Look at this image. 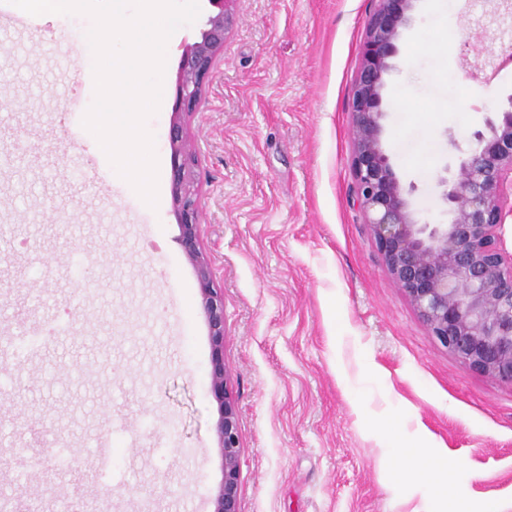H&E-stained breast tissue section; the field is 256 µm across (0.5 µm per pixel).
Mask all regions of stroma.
<instances>
[{"mask_svg": "<svg viewBox=\"0 0 512 512\" xmlns=\"http://www.w3.org/2000/svg\"><path fill=\"white\" fill-rule=\"evenodd\" d=\"M372 0H236L190 120L203 244L224 292L241 512H512V385L427 332L352 199L350 99ZM214 11L167 43L149 208L81 125L70 26L0 27V485L80 492L46 512H212L224 479L212 337L180 243L168 131L179 64ZM383 90V148L426 215L437 178L512 95L489 4L416 0ZM494 51L493 78L466 61ZM68 315L69 334L29 340ZM407 444L448 449V494ZM43 480L22 484L23 459Z\"/></svg>", "mask_w": 512, "mask_h": 512, "instance_id": "35a3bbf8", "label": "stroma"}]
</instances>
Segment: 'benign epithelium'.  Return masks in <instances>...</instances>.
Listing matches in <instances>:
<instances>
[{
  "mask_svg": "<svg viewBox=\"0 0 512 512\" xmlns=\"http://www.w3.org/2000/svg\"><path fill=\"white\" fill-rule=\"evenodd\" d=\"M235 0H209L217 9L201 39L185 46L174 118L168 131L173 202L181 245L196 266L203 311L213 342L210 389L218 403L217 434L224 481L213 512H240L241 441L236 400L224 365V295L214 287L200 237L196 148L186 119L201 103L217 66ZM351 108L355 139L354 203L364 211L386 267L418 312L429 334L473 370L512 384V254L499 229L512 218V95L474 133L457 173L439 178L443 213L434 222L417 213L383 149L385 77L398 53L416 0H374Z\"/></svg>",
  "mask_w": 512,
  "mask_h": 512,
  "instance_id": "7a95c632",
  "label": "benign epithelium"
}]
</instances>
